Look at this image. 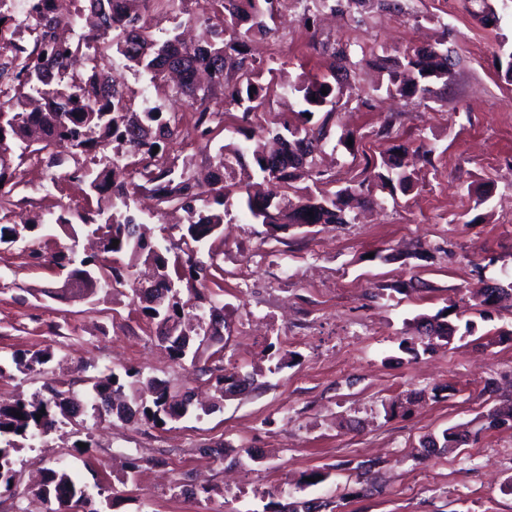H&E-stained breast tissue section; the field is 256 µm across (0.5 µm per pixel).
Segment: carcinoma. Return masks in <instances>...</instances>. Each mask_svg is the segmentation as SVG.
Wrapping results in <instances>:
<instances>
[{
    "instance_id": "obj_1",
    "label": "carcinoma",
    "mask_w": 512,
    "mask_h": 512,
    "mask_svg": "<svg viewBox=\"0 0 512 512\" xmlns=\"http://www.w3.org/2000/svg\"><path fill=\"white\" fill-rule=\"evenodd\" d=\"M96 19L94 30L83 36V42L64 45L57 31L61 27H73L76 16H62L51 7V0H40L35 5L38 18L34 23L20 21L18 29H25L33 36V48L18 41L10 42L11 56L0 62V77L7 79L6 88L0 91V182L6 178V158L13 149L25 154L28 141L35 137L49 153L60 146L73 149L105 150L113 147L112 170L100 171L90 182L96 196V208L84 217V225L94 226L99 235L103 252L113 255L112 282L127 283V271L119 257L128 253L131 259L144 257L152 260L158 269V286L167 288L172 281L166 273V258L162 246L147 236L146 225L139 221L130 200L143 189L152 193L160 203L178 201L188 214L186 237L200 242L215 233L224 223V212L202 214L192 202L200 196L197 185L182 175H175L174 165L162 152L163 144L172 140L177 128L178 113L169 117L143 107L140 112L131 111V99L122 78L105 76L98 71L97 56L87 50L86 44L99 36L112 35L108 48L123 62L124 67L138 73L149 83H155L167 71L187 72L204 70L209 85L178 83L175 96L190 102L197 115V126L208 135L210 123L218 115L211 106L213 87L223 88L224 105L241 113L248 124L246 139L253 147L236 144L222 146L218 154V168L214 180H224L227 174H240L246 180L260 177L271 183L274 190L263 195H247L246 205L251 215L273 229L286 230L292 226L314 224H347L346 209L349 200L366 183L374 182L389 189L391 194L407 195L413 188V173L408 170L405 156L409 148L400 154L381 157L380 162L367 164L366 176L360 184L337 191L320 188L306 189L294 198L278 191L289 180L302 174L321 183V174L305 170L309 158L329 136L328 125L336 113V106L343 96V83L338 75H348L357 63L352 61L347 48L322 45L331 53L334 67L322 77L304 78L290 86L295 97L296 110L266 125L252 123L251 115L266 105L262 83L264 76H273L274 68L254 66L248 57V43L255 37H266L278 32L276 19L287 7V0H205L216 22L211 24L212 40L201 44H188L182 39L183 21L174 23L164 36L158 38L151 30L147 15L151 7L166 5L179 14H185L184 0H84ZM303 21L314 23L323 10H336L340 0H307ZM507 0H468L470 13L478 22L490 26L498 20L499 4ZM455 59L447 42L439 41L422 48H408L400 55L379 61L382 81L374 91H383L405 102L420 105L436 94V86H448ZM70 75L71 82L62 83V75ZM323 113L320 123H312L315 113ZM158 153H153V148ZM130 156L137 158L135 173L139 182L129 183L120 179L115 170ZM314 216H308V212ZM118 245H113V241ZM188 279L206 287L214 272L220 270L217 259L208 255L203 259L194 254L186 261ZM505 289L494 284L471 291L480 305L493 307L504 299ZM153 318L161 324L181 330L183 307L174 299L163 307H148ZM418 336L401 342L404 349L417 355V346L433 349L437 343L451 344L456 329L447 322H439V316L419 318ZM20 372H34L49 361L47 354H34L29 358L12 357ZM95 396L85 400L66 391H53V400L34 403L19 399L8 407H0V488L11 491L15 478L14 453L25 447V442L39 435H46L59 422L69 419L91 404L96 418L101 419L99 403H108L106 411L113 410L109 402L122 397L123 384L110 375L94 379ZM137 408L123 407L116 410L120 418L140 415L144 423L158 425L174 416L168 403L166 390L153 379L141 382L134 397ZM23 418H18L15 413ZM41 418H36V415ZM488 426L512 421V400L493 406L486 414ZM457 434L447 428L439 436H432L424 447L446 452ZM48 489H38V496L51 504L48 512H66L67 489L76 486L67 469L53 470L48 478Z\"/></svg>"
}]
</instances>
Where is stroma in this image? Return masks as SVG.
<instances>
[{"instance_id":"35a3bbf8","label":"stroma","mask_w":512,"mask_h":512,"mask_svg":"<svg viewBox=\"0 0 512 512\" xmlns=\"http://www.w3.org/2000/svg\"><path fill=\"white\" fill-rule=\"evenodd\" d=\"M401 11L366 0L325 14L314 27L287 14L285 45L258 37L255 66L276 62L284 80L327 74L322 42L349 48L359 67L345 89L331 137L316 154L333 191L363 179L367 159L394 146L424 143L432 164L415 163L405 196L372 188L371 202L349 224L273 230L253 219L243 193L230 196L224 231L194 244L221 266L198 302L181 285L187 311L224 310L221 348L205 345L175 359L158 320L129 286L109 287L112 257L98 253L103 288L87 297L62 290L53 262L87 239L72 241L94 202L85 170L104 157L64 154L11 158L17 186L0 196V226L17 241L0 242V404L46 396V382L80 394L91 377L116 374L126 392L155 379L169 393L191 392L207 410L152 427L116 417L80 415L28 441L16 455L12 491L0 512H41L36 481L67 469L92 498L95 512H286L290 503H323L322 512H512V423L487 427L483 416L512 398V300L486 308L471 288L502 283L512 269V84L495 52L512 51V9L484 27L465 0H400ZM447 37L454 77L445 93L421 106L371 97L377 59ZM132 107L143 96L177 110L176 134L165 147L176 171L203 178L221 146L239 142V114L212 123L209 146L187 151L199 135L186 103L165 84L143 88L124 72ZM391 126L390 137L381 130ZM352 133L353 149L340 144ZM69 225L58 224V216ZM152 237L184 254L179 221L167 206L142 211ZM446 311L449 324L473 321L470 336L411 358L400 343L414 336L418 316ZM50 353L42 372L16 370L13 355ZM251 373L254 383L230 398L213 396L217 375ZM495 393H485L487 380ZM455 426L465 437L445 453L424 452L430 435ZM222 456H214V449ZM322 482L311 485L312 473Z\"/></svg>"}]
</instances>
